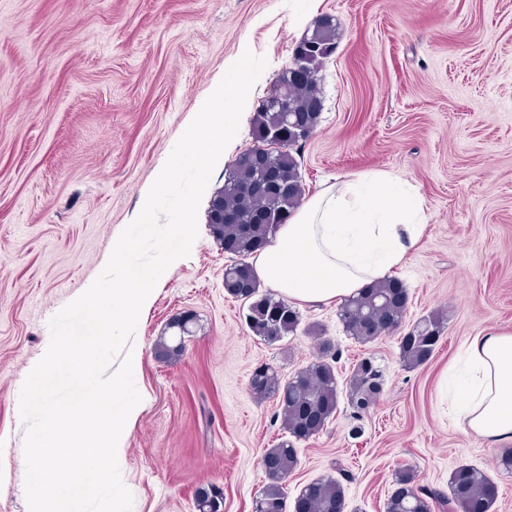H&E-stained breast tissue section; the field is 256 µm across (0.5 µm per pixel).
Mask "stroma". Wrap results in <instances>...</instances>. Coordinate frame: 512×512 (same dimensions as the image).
Segmentation results:
<instances>
[{
	"mask_svg": "<svg viewBox=\"0 0 512 512\" xmlns=\"http://www.w3.org/2000/svg\"><path fill=\"white\" fill-rule=\"evenodd\" d=\"M333 16L335 52L318 72L323 110L300 150L306 196L346 176L390 172L415 187L424 224L394 275L408 288L403 329L442 316L428 363L406 368L399 337L347 336L338 302L297 304L300 325L269 345L224 290L233 258L198 211L197 245L158 285L136 327L142 411L120 463L131 512H197L198 488L224 491V512H253L264 449L284 430L273 399L249 381L269 366L290 379L319 341L336 358L338 409L298 446L289 494L328 476L348 512H385L393 479L413 468L440 492L459 465L495 483L490 512H512V473L464 431L443 392L467 339L512 326V0H0V512H28L17 409L49 322L97 278L143 189L198 102L249 46L267 67L229 147L254 144V108L314 21ZM196 324L177 362L154 355L169 321ZM385 370L379 399L357 412V362Z\"/></svg>",
	"mask_w": 512,
	"mask_h": 512,
	"instance_id": "stroma-1",
	"label": "stroma"
}]
</instances>
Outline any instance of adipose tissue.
<instances>
[{
	"instance_id": "1",
	"label": "adipose tissue",
	"mask_w": 512,
	"mask_h": 512,
	"mask_svg": "<svg viewBox=\"0 0 512 512\" xmlns=\"http://www.w3.org/2000/svg\"><path fill=\"white\" fill-rule=\"evenodd\" d=\"M422 225L414 187L370 171L310 197L250 263L289 300L340 301L404 265ZM464 352L465 369L450 394L464 429L492 446L511 443L512 331L473 336Z\"/></svg>"
}]
</instances>
